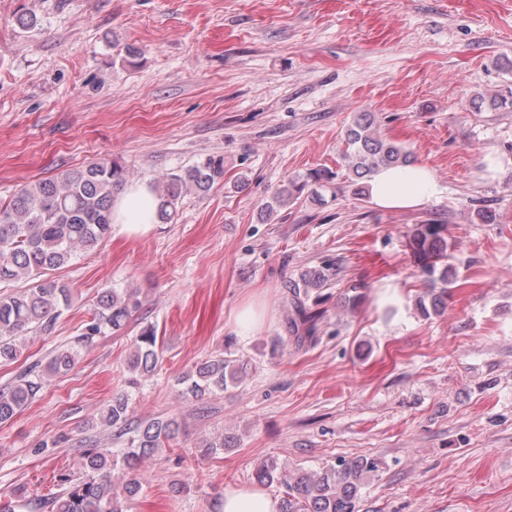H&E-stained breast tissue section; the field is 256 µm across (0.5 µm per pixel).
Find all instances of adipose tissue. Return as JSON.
I'll return each instance as SVG.
<instances>
[{
  "mask_svg": "<svg viewBox=\"0 0 512 512\" xmlns=\"http://www.w3.org/2000/svg\"><path fill=\"white\" fill-rule=\"evenodd\" d=\"M439 192L434 172L423 165L383 168L370 181L371 200L384 209H414ZM157 222V198L148 184L127 186L115 197L112 224L119 234L143 235ZM221 512H279V503L258 487H229Z\"/></svg>",
  "mask_w": 512,
  "mask_h": 512,
  "instance_id": "adipose-tissue-1",
  "label": "adipose tissue"
}]
</instances>
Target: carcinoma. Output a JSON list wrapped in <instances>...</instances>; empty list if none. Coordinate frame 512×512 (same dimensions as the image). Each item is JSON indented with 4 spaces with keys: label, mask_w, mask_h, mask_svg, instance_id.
<instances>
[{
    "label": "carcinoma",
    "mask_w": 512,
    "mask_h": 512,
    "mask_svg": "<svg viewBox=\"0 0 512 512\" xmlns=\"http://www.w3.org/2000/svg\"><path fill=\"white\" fill-rule=\"evenodd\" d=\"M347 178L356 185L355 194L364 195L365 182L383 167H402L412 163L411 153L401 144L381 135L372 112L353 117L344 132ZM336 173L310 170L292 177L266 203L264 212L297 201L311 187L313 201L321 200L318 189L329 185ZM129 179L126 168L117 160L98 157L88 163L62 170L50 177L16 189L6 203H0V285L25 280L29 287L20 293H0V360L13 361L21 347L20 337L32 327L48 331L70 307L72 293L53 277V271L69 264L80 251L95 248L108 237L112 224L114 196ZM224 183V157L212 156L163 176L158 185V218L165 223L177 212L188 194L207 195ZM448 225L435 219L418 224L409 235V249L427 286L417 297V306L427 318L441 314L453 282ZM328 276L322 270H307L299 281L287 285L291 293L290 331L301 339L317 337L322 313L307 307L310 289L322 288ZM142 301L125 289L106 288L97 300L93 318L81 336L90 339L107 332L119 334L131 323ZM72 347L54 350L47 361L0 388V423L20 414L43 389L48 378L69 371L75 364ZM159 362L156 327L146 324L138 330L129 354L127 371L139 377L151 374ZM249 361L219 352L196 364L177 380L180 394L202 400L222 393L244 380ZM102 423L128 430L130 448L115 457L108 448H87L83 468L87 478L69 485L48 498H34L18 489L12 500L0 504V512H129L130 503L140 497L142 483L138 466L156 454L166 441L175 437L180 425L174 418L132 424L129 398L120 393L112 398ZM234 446L231 436L219 435L205 442L206 455ZM380 461L371 456L346 460L339 458L321 471L290 470L274 458L263 460L255 480L274 482L286 488L280 512H357L365 479L375 475Z\"/></svg>",
    "instance_id": "1"
}]
</instances>
